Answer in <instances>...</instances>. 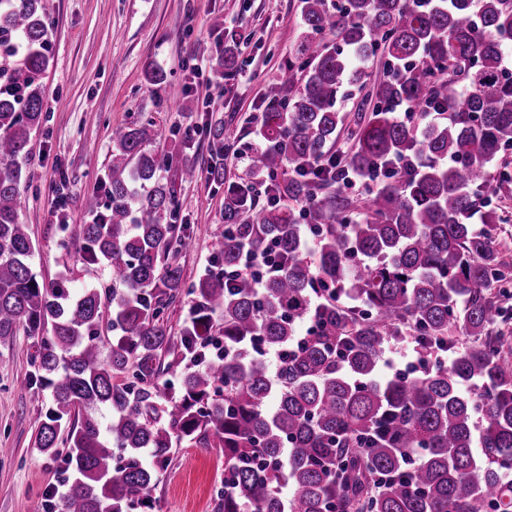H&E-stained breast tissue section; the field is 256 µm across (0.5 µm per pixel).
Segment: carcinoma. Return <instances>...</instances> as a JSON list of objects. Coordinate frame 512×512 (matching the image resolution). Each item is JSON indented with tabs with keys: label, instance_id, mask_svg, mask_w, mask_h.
<instances>
[{
	"label": "carcinoma",
	"instance_id": "carcinoma-1",
	"mask_svg": "<svg viewBox=\"0 0 512 512\" xmlns=\"http://www.w3.org/2000/svg\"><path fill=\"white\" fill-rule=\"evenodd\" d=\"M302 2V64L267 85L277 108L257 139L206 129L224 236L197 282L176 263L178 186L201 171L153 149L151 121L112 131L80 250L108 270L103 296L33 269L18 204L45 120L52 23L42 0H0V344L40 337L32 365L49 406L35 447L58 456L69 424L58 512H154L156 468L183 440L224 452L217 512H512V351L497 326L512 319V265L495 237L503 218L482 198L512 147V0ZM379 54L388 68L372 74ZM239 57L226 43L220 66ZM368 82L376 104L352 152L316 168L336 142L337 100ZM402 105L449 115L414 124L395 116ZM230 149L245 177L226 184ZM346 166L379 170L377 190L345 194ZM244 245L281 267L261 290L237 273ZM184 296L182 347L203 363L173 381L164 312ZM304 321L315 329L297 346ZM405 337L424 367L383 375L386 348ZM260 348L280 353L275 370Z\"/></svg>",
	"mask_w": 512,
	"mask_h": 512
}]
</instances>
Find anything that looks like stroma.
<instances>
[{
  "instance_id": "1",
  "label": "stroma",
  "mask_w": 512,
  "mask_h": 512,
  "mask_svg": "<svg viewBox=\"0 0 512 512\" xmlns=\"http://www.w3.org/2000/svg\"><path fill=\"white\" fill-rule=\"evenodd\" d=\"M53 20L51 61L44 79L46 119L33 138L29 183L20 200L37 252L35 271L48 279L69 278L78 288L108 291L104 269L79 259L85 199L112 154L114 127L153 121L161 132L159 154L202 162L208 156L205 129L224 123L252 139L267 110L265 87L294 62L301 0H43ZM222 26H214V18ZM242 46L239 79L208 86L203 106L195 84L211 74L225 42ZM163 71L150 84L149 69ZM196 134L190 152L180 136ZM492 204L510 221L499 232L512 262V148L496 163ZM184 246L177 261L186 282L210 268L214 244L224 232V187L199 179L179 195ZM36 341L26 335L0 346V512H42L45 493L63 480V459L34 445L44 408L31 374ZM224 486V456L214 448L182 442L157 474L151 496L159 512H213Z\"/></svg>"
}]
</instances>
